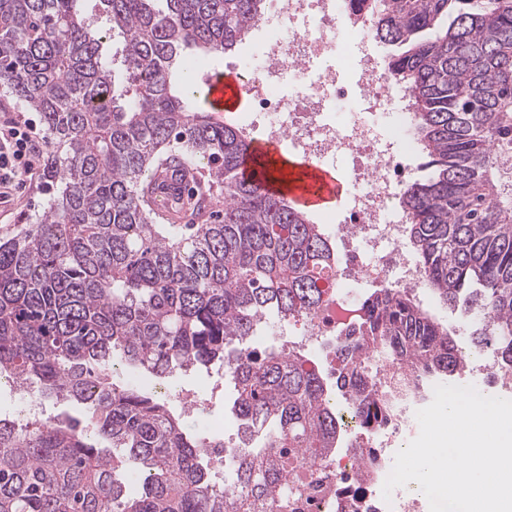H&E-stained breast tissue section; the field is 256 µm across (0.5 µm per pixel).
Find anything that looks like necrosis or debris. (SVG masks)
Listing matches in <instances>:
<instances>
[{
    "label": "necrosis or debris",
    "mask_w": 512,
    "mask_h": 512,
    "mask_svg": "<svg viewBox=\"0 0 512 512\" xmlns=\"http://www.w3.org/2000/svg\"><path fill=\"white\" fill-rule=\"evenodd\" d=\"M255 28L261 37L253 54L235 59L254 101L247 131L345 174L341 214L320 219L346 251L336 271L341 291L332 299L338 317L326 326L310 322L302 333L308 344L350 323L355 306L343 289L372 282L426 294L401 206L420 149L411 133L409 96L374 50L367 23L354 20L350 0H268ZM433 396L410 387L402 407L380 427L379 448L355 445L314 464L305 496L289 512H430L426 497L403 487L386 498L381 488L397 446L414 433L413 409L428 406Z\"/></svg>",
    "instance_id": "1"
}]
</instances>
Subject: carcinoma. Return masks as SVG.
I'll return each mask as SVG.
<instances>
[{
	"label": "carcinoma",
	"instance_id": "1",
	"mask_svg": "<svg viewBox=\"0 0 512 512\" xmlns=\"http://www.w3.org/2000/svg\"><path fill=\"white\" fill-rule=\"evenodd\" d=\"M389 48L428 174L405 188L408 242L431 297L470 315L471 345L512 371V218L491 179L512 144V0H352ZM264 0H0V78L41 114L46 212L0 242V376L78 418L0 419V512H275L306 455L367 436L384 395L372 350L437 384L462 356L409 292L375 288L336 337V366L302 344L259 351L274 318L305 327L329 303L336 245L287 199L240 173L251 137L192 106L181 53L226 54ZM206 171L224 207L181 196L158 224L159 171ZM224 368L242 445L215 486L206 437L145 380Z\"/></svg>",
	"mask_w": 512,
	"mask_h": 512
}]
</instances>
